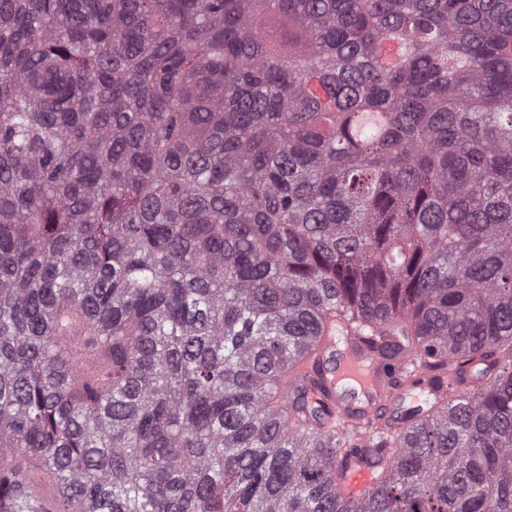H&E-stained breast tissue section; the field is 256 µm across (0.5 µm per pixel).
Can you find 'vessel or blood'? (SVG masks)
<instances>
[{
	"label": "vessel or blood",
	"mask_w": 512,
	"mask_h": 512,
	"mask_svg": "<svg viewBox=\"0 0 512 512\" xmlns=\"http://www.w3.org/2000/svg\"><path fill=\"white\" fill-rule=\"evenodd\" d=\"M321 359L325 363L323 374L303 365L289 383L304 387L311 400L332 404L337 417L344 421L395 415L398 400L414 401L430 391L428 385L402 374L399 361L383 359L365 335L340 342L335 331L326 330ZM377 482L374 459L362 448L349 460L339 490L344 498L359 499Z\"/></svg>",
	"instance_id": "1"
}]
</instances>
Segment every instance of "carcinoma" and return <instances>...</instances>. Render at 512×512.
Listing matches in <instances>:
<instances>
[{
    "instance_id": "carcinoma-1",
    "label": "carcinoma",
    "mask_w": 512,
    "mask_h": 512,
    "mask_svg": "<svg viewBox=\"0 0 512 512\" xmlns=\"http://www.w3.org/2000/svg\"><path fill=\"white\" fill-rule=\"evenodd\" d=\"M0 512H512V0H0ZM324 336L320 350L323 375L302 364L286 385L303 386L313 402L331 403L339 419L350 421L382 413L396 416L398 400L415 401L419 395L434 393L433 387L402 374L401 361L385 360L372 349L371 335H351L341 346L336 342V328L327 329ZM350 388L355 395L348 392ZM377 482L373 457L365 448H359L346 466L339 490L346 499H359L369 489L374 488Z\"/></svg>"
}]
</instances>
